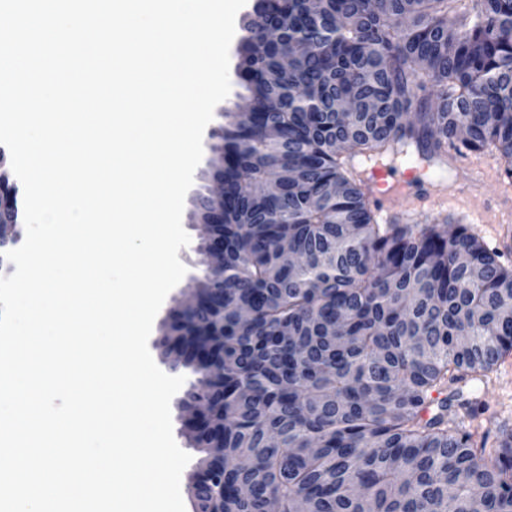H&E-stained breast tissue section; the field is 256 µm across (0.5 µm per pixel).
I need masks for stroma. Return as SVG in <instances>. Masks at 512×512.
Instances as JSON below:
<instances>
[{"instance_id": "stroma-1", "label": "stroma", "mask_w": 512, "mask_h": 512, "mask_svg": "<svg viewBox=\"0 0 512 512\" xmlns=\"http://www.w3.org/2000/svg\"><path fill=\"white\" fill-rule=\"evenodd\" d=\"M504 162L491 149L481 152H466L458 155L451 164L438 170L410 171L408 164L396 163L395 178L407 181L411 195L421 196L437 188L450 192H461L469 197L467 207L452 211L408 210L402 215L392 216L391 205L386 197L374 193L370 196V206L379 223L397 221L400 224H448L464 225L469 232L482 241L488 249L503 253L506 264H512V238L506 237L505 229H512V217L498 222L497 217L512 204V179L503 174ZM206 164H199L194 172V180L184 201L182 224L191 239L190 246L180 249L179 259L187 268L182 285H189L192 278L200 276L202 267L193 246L198 230L191 219L193 196L203 190L206 181ZM480 401L488 410L473 422L478 431L494 428L497 423L512 425V357L498 365L496 372L487 384L481 385L478 393Z\"/></svg>"}]
</instances>
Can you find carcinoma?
<instances>
[{"instance_id":"obj_1","label":"carcinoma","mask_w":512,"mask_h":512,"mask_svg":"<svg viewBox=\"0 0 512 512\" xmlns=\"http://www.w3.org/2000/svg\"><path fill=\"white\" fill-rule=\"evenodd\" d=\"M224 113L223 278L172 345L211 401L222 512H512V428L465 424L512 355V265L380 224L368 169L494 147L512 178V0H257ZM301 261H281L283 248Z\"/></svg>"}]
</instances>
